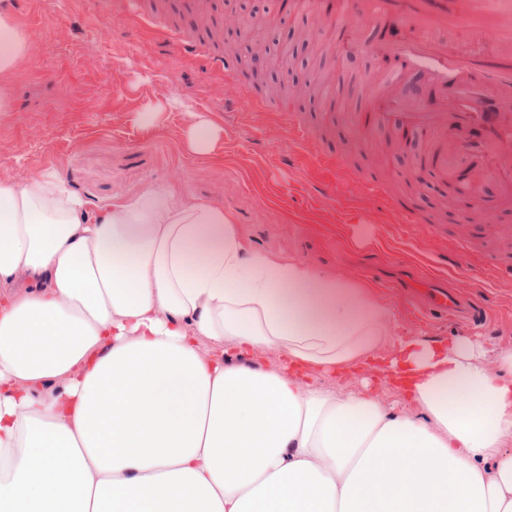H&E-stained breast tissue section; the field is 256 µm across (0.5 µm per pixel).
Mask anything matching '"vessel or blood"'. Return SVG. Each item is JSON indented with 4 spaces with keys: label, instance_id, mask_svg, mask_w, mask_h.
<instances>
[{
    "label": "vessel or blood",
    "instance_id": "1",
    "mask_svg": "<svg viewBox=\"0 0 512 512\" xmlns=\"http://www.w3.org/2000/svg\"><path fill=\"white\" fill-rule=\"evenodd\" d=\"M291 8L336 19L361 15L366 39L338 36L340 53L371 55L377 65L355 130L382 127L421 142L420 167L442 173L461 213L474 209L472 189L499 178L512 202V0H291ZM495 36L478 51L480 33ZM430 308L488 320L486 308L445 288L426 289Z\"/></svg>",
    "mask_w": 512,
    "mask_h": 512
}]
</instances>
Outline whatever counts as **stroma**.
<instances>
[{
    "label": "stroma",
    "instance_id": "1",
    "mask_svg": "<svg viewBox=\"0 0 512 512\" xmlns=\"http://www.w3.org/2000/svg\"><path fill=\"white\" fill-rule=\"evenodd\" d=\"M14 24L25 31L34 55L7 83L11 104L0 112V179L22 183L54 169L90 205L112 194L138 195L152 184L185 200L231 213L248 244L296 258L371 288L396 317L395 336L445 342L470 336L494 353H512V280H496L489 266L512 264V206L499 203L496 181L483 184L493 215L460 220L447 183L437 172L410 179L414 148L386 131H369L370 147H353L349 115L358 95L340 102L326 143L300 144L276 113L280 101L316 117L321 98L357 86L374 71L372 57L354 68L338 62L318 32L320 17L287 13L277 29L280 43L294 46L288 58L272 50L261 79L244 56L228 13L240 0H16ZM211 55L250 76L251 92L226 83L222 72L187 54L185 30ZM321 53L322 84L310 93L293 87L274 92L287 71L310 73V52ZM166 106L151 131L135 115L150 104ZM202 116L224 131L211 152L186 150L183 132ZM376 176L389 198L368 193ZM411 198L416 220L400 223L391 201ZM469 254L459 266L442 267L459 243ZM425 274L437 286L481 298L490 321L469 326L445 315H421L407 296Z\"/></svg>",
    "mask_w": 512,
    "mask_h": 512
}]
</instances>
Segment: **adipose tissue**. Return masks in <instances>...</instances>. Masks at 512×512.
I'll return each mask as SVG.
<instances>
[{"mask_svg":"<svg viewBox=\"0 0 512 512\" xmlns=\"http://www.w3.org/2000/svg\"><path fill=\"white\" fill-rule=\"evenodd\" d=\"M31 58L0 0V77ZM394 327L216 206L0 180V512H512V354ZM372 359L404 409L287 372Z\"/></svg>","mask_w":512,"mask_h":512,"instance_id":"adipose-tissue-1","label":"adipose tissue"}]
</instances>
